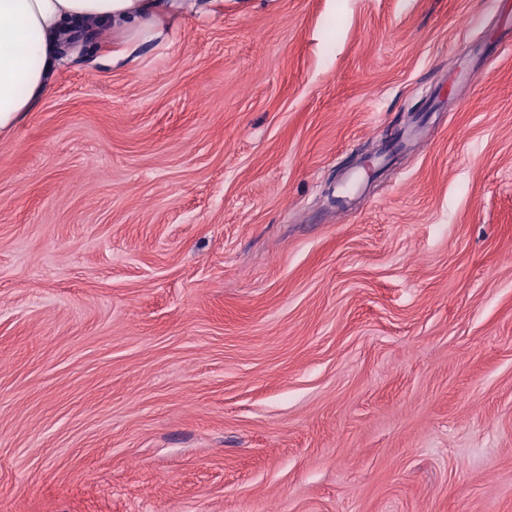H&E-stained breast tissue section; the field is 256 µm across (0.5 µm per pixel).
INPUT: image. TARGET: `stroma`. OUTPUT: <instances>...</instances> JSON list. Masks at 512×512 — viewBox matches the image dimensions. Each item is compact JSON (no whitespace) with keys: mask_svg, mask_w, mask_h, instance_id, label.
<instances>
[{"mask_svg":"<svg viewBox=\"0 0 512 512\" xmlns=\"http://www.w3.org/2000/svg\"><path fill=\"white\" fill-rule=\"evenodd\" d=\"M179 4L0 135V512H512L494 0Z\"/></svg>","mask_w":512,"mask_h":512,"instance_id":"35a3bbf8","label":"stroma"}]
</instances>
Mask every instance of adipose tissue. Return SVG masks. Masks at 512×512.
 <instances>
[{
  "instance_id": "obj_1",
  "label": "adipose tissue",
  "mask_w": 512,
  "mask_h": 512,
  "mask_svg": "<svg viewBox=\"0 0 512 512\" xmlns=\"http://www.w3.org/2000/svg\"><path fill=\"white\" fill-rule=\"evenodd\" d=\"M175 0H0V133L31 111L56 64L57 37L93 20L119 35L149 31Z\"/></svg>"
}]
</instances>
